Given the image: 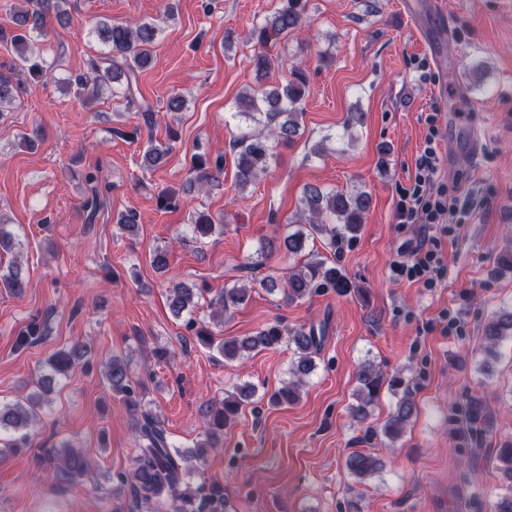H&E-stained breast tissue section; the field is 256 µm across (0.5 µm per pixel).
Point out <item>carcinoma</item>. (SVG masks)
Here are the masks:
<instances>
[{
  "mask_svg": "<svg viewBox=\"0 0 512 512\" xmlns=\"http://www.w3.org/2000/svg\"><path fill=\"white\" fill-rule=\"evenodd\" d=\"M68 0H26L17 7L13 17L15 30L6 36L0 31V42L11 47V57L0 61V117L32 87L47 82L48 67L45 66L40 38L47 36L50 16L62 21L68 13L62 5ZM310 0H277L276 7L253 25L249 33L259 51L251 59L258 77L278 65L288 71L285 83L272 89L264 86L245 90L238 98V114L261 126L257 132L243 131L230 141V151L235 158V182L244 190L266 173L275 161V148L279 144H290L301 137V103L308 91V75L298 63L282 58L273 59L267 48L302 30L309 16ZM99 38L108 46V52L90 59L86 73L67 79L65 85L76 86L79 94L97 97L112 86L120 88L118 96L126 100L130 108L137 110L144 125L152 128L156 123L155 111L140 95L139 73L152 60L159 28L151 22L100 23L96 26ZM171 150L150 145L146 151L144 165L156 166ZM224 173V158L214 162L198 160L192 168L190 184L203 187L215 182ZM299 224L292 233L283 238L262 243L255 253L252 265L260 267L274 252L282 251L288 257L299 256L305 250L309 238H319L327 247L334 249L336 243L356 237L360 231L371 198L361 188L348 191L320 188L315 185L303 187ZM217 224L206 213L197 214L193 233L200 239L216 232ZM260 284L269 292H276L287 304H293L311 295L318 288H331L347 292L352 288L348 277L336 265L308 258L285 269L280 278L265 277ZM0 288L20 295L25 280L18 264L8 266L0 273ZM252 292L246 283L226 287L215 299L219 318L213 324L220 328L224 324V313L244 304ZM201 292L181 283L169 290L168 304L174 316L180 318L192 313ZM187 330L194 333L201 345L216 349L225 361H243L250 354L263 349L286 345L293 348L297 359L289 369V380L274 391L270 402L276 406L292 405L300 397L304 378L315 368V355L321 351L323 337L316 334L315 327L308 329L288 328L280 321L265 325L251 336L224 338L215 341L216 332L209 326L197 327V321L187 322ZM485 349L494 351L505 340H512V309L492 313L482 324ZM86 353L80 344L69 350L56 352L48 365L52 374L42 379L40 391L25 398V401L0 404V457L9 455L17 448L28 446L31 425L40 420L47 397L55 385L68 377L76 361ZM104 378L113 393L124 397L133 416V427L137 438L136 454L132 469L117 477V485L130 489V501L114 512H140L146 509H162L164 512H230L224 492L198 477L200 461L205 449L218 448L224 441V429L228 428L242 405L241 399L255 394V387L248 384L239 388L240 395L224 396L219 405L209 407L204 416V439L199 450L181 452L171 442L170 436L158 414L145 407L137 388L140 382L130 371L129 364L119 356L105 363ZM355 397L358 404L351 407L352 417L363 422L369 416L379 397L382 378L379 370L371 364H362L356 372ZM417 407L408 392L397 398L395 409L382 427L380 434L389 439L398 438L407 423L416 415ZM494 420L480 400L471 402L470 430L477 434L492 432ZM45 459L50 465L55 481L66 485L75 476L87 470L91 462L86 454L71 442L54 444L44 449ZM496 470L508 484L500 487L493 512H512V443L498 449ZM381 466L380 459L361 450L350 452L344 462L346 472L360 481L372 475Z\"/></svg>",
  "mask_w": 512,
  "mask_h": 512,
  "instance_id": "cac0c4a2",
  "label": "carcinoma"
}]
</instances>
